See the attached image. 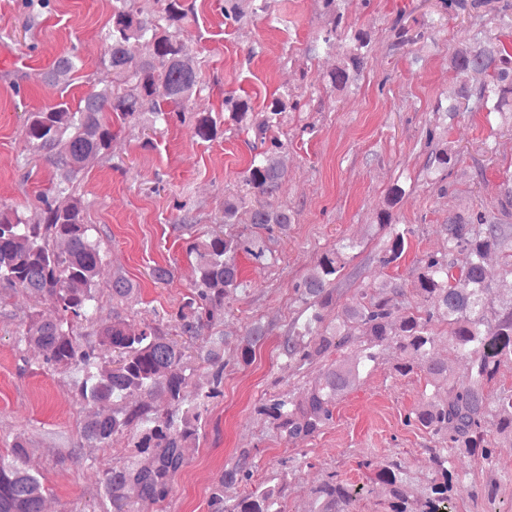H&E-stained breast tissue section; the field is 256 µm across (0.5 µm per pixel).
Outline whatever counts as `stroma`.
<instances>
[{"label":"stroma","mask_w":512,"mask_h":512,"mask_svg":"<svg viewBox=\"0 0 512 512\" xmlns=\"http://www.w3.org/2000/svg\"><path fill=\"white\" fill-rule=\"evenodd\" d=\"M112 2L0 0V56L14 59L0 67V203L20 206L27 218L38 214V194L47 187L51 169L41 160L25 162L24 116L62 98L78 102L111 83L103 35ZM221 6L222 0H198L197 17L182 36L186 54L200 64L207 81L191 108L219 116L229 91L248 96L258 112L278 94L298 100V109L287 112L277 131L288 165L278 201L293 210L294 223L288 237L274 245L277 267L243 263L255 291L233 302L234 314L224 321L225 331L236 332L249 318H259L272 327V337L250 365L226 368L224 395L211 405L187 448L172 494L143 512H207L218 475L237 448L256 449L259 483L280 460L291 461L295 474L287 512H310V488L333 473L365 486L360 512H387L381 487L371 484L369 470L357 463L397 460L414 486L427 484L437 438L406 425L405 418L433 389L420 375H397L395 357L387 354L337 403L334 421L322 433L304 443L274 439L255 415V402L273 392L301 395L316 376L312 370L294 375L278 357L277 336L297 310L290 285L324 250L345 240L359 244L351 266L360 283L391 275L411 283L419 257L447 249L443 226L449 213L494 204L501 175L512 168V131L488 122L481 112L452 119L441 110L463 80L448 65V47L468 24L467 13L444 10L441 0H341L342 26L371 35L362 75L343 92L327 81L336 50L313 47L328 25L320 0H270L267 10L235 26L225 25ZM400 25L425 32V40L398 44ZM70 52L84 68L69 88L38 81L39 72ZM221 126L223 136L203 142L186 126L162 125L152 133L132 125L115 136L110 157L89 164L79 190L87 202L86 221L96 227L104 254L98 277L102 309L96 322L80 326L82 335L93 337L97 321L111 319L115 275L137 288L127 305L131 313L170 309L187 293L196 276L194 260L174 226L184 216L201 232L219 223L224 197L239 190L249 155L234 123L222 118ZM430 130L462 157L441 183L423 175ZM480 165L485 168L481 180L476 177ZM396 183L407 190L394 210L396 221L411 225L414 233L404 259L391 270L377 261L387 235L375 220ZM165 263L175 264V276L155 283L150 270ZM33 309L19 288L0 299V453L8 452L18 435L31 440V463L47 487L43 512H102L97 489L104 470L127 457V440L117 438L107 449L83 446L85 409L72 377L42 370L40 351L16 342ZM74 448L81 463L66 460ZM454 464L468 487L458 512H512L511 442L496 441L494 464L467 455L457 456ZM487 487L494 489L493 497L483 496ZM474 488L479 496H471Z\"/></svg>","instance_id":"1"}]
</instances>
